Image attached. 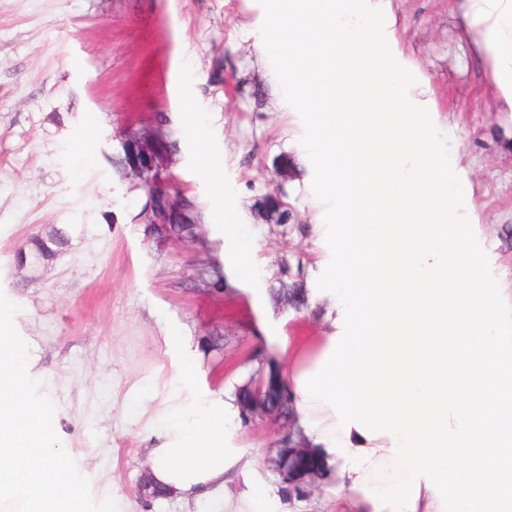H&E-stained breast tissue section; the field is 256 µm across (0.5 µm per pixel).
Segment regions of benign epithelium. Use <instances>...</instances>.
<instances>
[{"instance_id":"7a95c632","label":"benign epithelium","mask_w":512,"mask_h":512,"mask_svg":"<svg viewBox=\"0 0 512 512\" xmlns=\"http://www.w3.org/2000/svg\"><path fill=\"white\" fill-rule=\"evenodd\" d=\"M121 146L132 152L136 161L135 169L145 173L156 168L162 154V139H152L138 128L125 131ZM179 200L180 195L165 190L141 208L138 219L143 224H175L179 221ZM291 398L292 394L283 383L277 365L267 363L238 389L236 402L241 414L249 423L255 424L275 417L271 411L272 401L282 404L291 401ZM278 422L283 428V435L274 459V469L288 481V485H299L308 492L321 475V470L311 462L316 449L305 441L296 420L280 418Z\"/></svg>"}]
</instances>
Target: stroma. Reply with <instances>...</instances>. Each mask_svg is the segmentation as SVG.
Instances as JSON below:
<instances>
[{
    "instance_id": "1",
    "label": "stroma",
    "mask_w": 512,
    "mask_h": 512,
    "mask_svg": "<svg viewBox=\"0 0 512 512\" xmlns=\"http://www.w3.org/2000/svg\"><path fill=\"white\" fill-rule=\"evenodd\" d=\"M414 70L450 148L457 179L469 184L471 238L512 302V107L464 29L461 0H374ZM270 0H0V292L20 305L15 327L29 348L28 372L56 405L53 425L88 478L94 500L122 512H225L247 486L264 487L261 512H339L334 476L307 500L282 492L272 467L276 420L245 427L252 448L233 483L209 498L138 493L151 468L146 427L183 385L186 359L199 390L235 397L261 352L318 347L331 304L321 275L323 197L312 177L305 115L291 111L282 62L263 45ZM161 123L176 144L166 166L192 204L190 235L175 241L136 219L140 176L116 168L127 126ZM222 161L217 174L204 157ZM235 199V221L257 242L262 285L225 276L215 291L183 288L209 279L224 259L216 218ZM69 234L53 261L18 268L32 234ZM306 267V309L274 305L289 287L282 269ZM220 351L204 352L211 330ZM179 335L185 346L168 343Z\"/></svg>"
}]
</instances>
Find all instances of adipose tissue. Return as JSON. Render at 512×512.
I'll return each mask as SVG.
<instances>
[{
  "mask_svg": "<svg viewBox=\"0 0 512 512\" xmlns=\"http://www.w3.org/2000/svg\"><path fill=\"white\" fill-rule=\"evenodd\" d=\"M491 79L512 103V0H463ZM372 0H272L267 45L293 111L308 113L324 196V286L335 296L310 355L288 354L285 383L310 446L336 470L353 512H512V332L502 292L458 235L474 205L414 72L372 23ZM224 200L236 276L255 245ZM476 295H469V288ZM229 403L191 391L158 419L151 476L201 495L247 454L228 442ZM457 481L449 483V464Z\"/></svg>",
  "mask_w": 512,
  "mask_h": 512,
  "instance_id": "adipose-tissue-1",
  "label": "adipose tissue"
}]
</instances>
